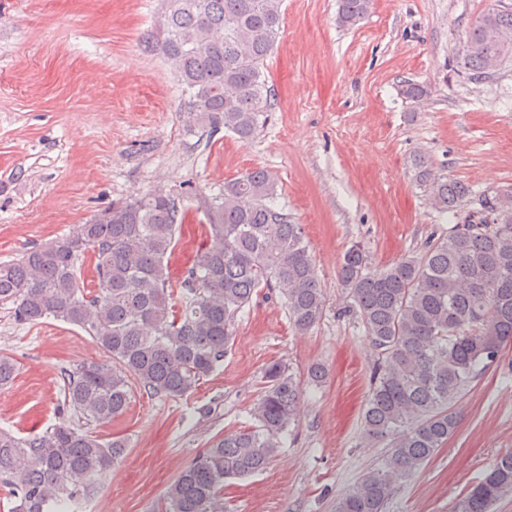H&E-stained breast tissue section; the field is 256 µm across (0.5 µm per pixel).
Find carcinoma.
<instances>
[{
    "instance_id": "carcinoma-1",
    "label": "carcinoma",
    "mask_w": 512,
    "mask_h": 512,
    "mask_svg": "<svg viewBox=\"0 0 512 512\" xmlns=\"http://www.w3.org/2000/svg\"><path fill=\"white\" fill-rule=\"evenodd\" d=\"M282 0H160L145 50L161 54L189 93L188 126L250 140L272 111L263 72L281 31ZM371 0H338V22L362 23ZM457 67L473 79L512 58V8H492L466 32ZM442 212L471 190L422 169ZM476 218L379 269L359 245L338 277L374 352L362 415L370 441H389L381 467L336 501V512H386L457 427L454 406L512 341V192L482 195ZM203 243L173 286L168 257L188 212L156 191L107 208L74 237L0 262V309L26 325L79 328L108 354L64 372L67 417L41 433L0 430V484L10 512H70L98 494L128 447L93 431L128 409L133 389L178 398L224 359L235 321L262 288L282 292L289 321L306 334L325 297L301 225L277 203V182L255 169L205 199ZM93 271L94 286L85 283ZM251 409L254 424L218 438L181 471L158 512H224V483L263 472L295 422L300 384L269 363ZM512 496V451L502 454L452 512H493Z\"/></svg>"
}]
</instances>
